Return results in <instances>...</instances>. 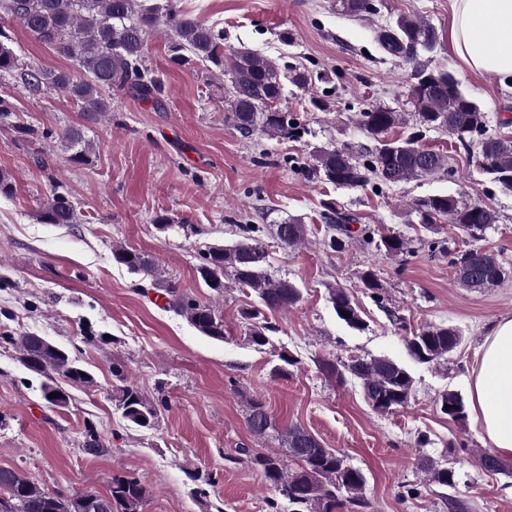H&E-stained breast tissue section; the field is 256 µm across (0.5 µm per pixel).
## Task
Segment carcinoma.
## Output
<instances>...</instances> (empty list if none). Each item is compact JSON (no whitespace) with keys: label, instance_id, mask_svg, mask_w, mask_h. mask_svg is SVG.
Segmentation results:
<instances>
[{"label":"carcinoma","instance_id":"cac0c4a2","mask_svg":"<svg viewBox=\"0 0 512 512\" xmlns=\"http://www.w3.org/2000/svg\"><path fill=\"white\" fill-rule=\"evenodd\" d=\"M344 13L359 17L378 11L372 0H341ZM0 14L18 21L37 41L71 59L73 71H48L26 63L15 53L6 26H0V83H15L32 98L54 90L80 106L88 119L97 121L112 112V95L132 94L162 105L164 84L147 66L149 37L159 31L170 37L172 60L179 66L202 64L204 73L221 75L231 84L224 101L225 118L244 138L255 136L300 141L311 134L294 112L279 107L286 84L310 93L312 105L320 112L331 110L329 92H314L322 80L304 66L279 68L275 61L242 46L224 53V29L210 25L183 11L177 0H0ZM375 41L389 55L409 65V100L414 108L416 131L406 137L391 133L404 123L403 114L380 104H369L357 114V124L371 147L348 144L313 148L311 163L302 167L314 179L341 189H357L374 182L393 185L426 177L445 169L444 155L423 152V134L438 130L448 133L462 146L477 144V167L503 192L512 194V138L488 133V119L480 106L460 87L454 74L431 70L422 56L440 44L437 28L423 20L400 15L394 24L378 27ZM12 102L0 98V126L18 137L36 134L28 125L10 122ZM45 137L58 136L72 151L70 160L79 165L91 162L89 143L83 130L74 127L48 129ZM331 234L324 245L341 251L353 238L356 218L339 211L336 201L323 202ZM407 223L418 222L430 232L449 224L462 234L481 240L499 222L498 213L484 205L467 204L448 193L413 200L406 208ZM76 202L58 183L50 184L38 219L42 224L76 223ZM258 224H238L229 244H212L200 254L197 272L210 290L222 294L226 283L254 293L258 305L240 312L248 340L255 346L269 344L271 331L265 312L286 311L301 300V291L286 278L270 274L268 252ZM363 242L376 243L391 257L413 253L410 242L397 233L381 234L363 228ZM276 237L284 250L301 246L306 226L288 218L277 225ZM112 259L137 276L151 281L166 295L168 305L200 334L224 340V312L213 303L199 300L171 280L161 278L158 265L144 254L122 245H112ZM448 265L455 282L469 290L493 288L512 279V265L482 247L448 252ZM362 287L375 301L384 300L376 271L369 267L358 273ZM329 301L337 317L349 328L363 330L366 323L359 307L345 289L328 287ZM14 359L31 374L42 378L44 400L64 407L69 400L66 386H91L93 375L64 346L46 336H8ZM407 354L419 363H437L448 358L462 344V331L452 325H429L404 337ZM320 369L338 381L355 380L365 402L378 414H391L410 401L415 380L402 364L387 356L353 357L336 363L320 361ZM113 393L117 409L129 424L142 429L155 425L165 400H152L128 379L121 363H112ZM57 397L51 398L49 394ZM437 405L449 419L467 418L464 399L454 390L439 394ZM246 427L257 440L278 441L289 461L274 451L242 449L243 460L260 472L267 485L278 492L297 512H369L363 495L365 473L352 466L333 448H327L307 430L281 428L259 397L248 400ZM484 471L512 478V467L498 455L483 450L475 457ZM427 480L442 487L456 485L455 470L430 455L420 458ZM150 490L134 475L112 478L104 498L105 512H142ZM72 494L47 491L15 468L0 467V512H76Z\"/></svg>","mask_w":512,"mask_h":512}]
</instances>
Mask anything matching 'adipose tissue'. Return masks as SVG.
Instances as JSON below:
<instances>
[{"mask_svg": "<svg viewBox=\"0 0 512 512\" xmlns=\"http://www.w3.org/2000/svg\"><path fill=\"white\" fill-rule=\"evenodd\" d=\"M449 8V51L471 72L511 84L512 0H449ZM469 391L489 447L512 457V317L486 332Z\"/></svg>", "mask_w": 512, "mask_h": 512, "instance_id": "obj_1", "label": "adipose tissue"}]
</instances>
